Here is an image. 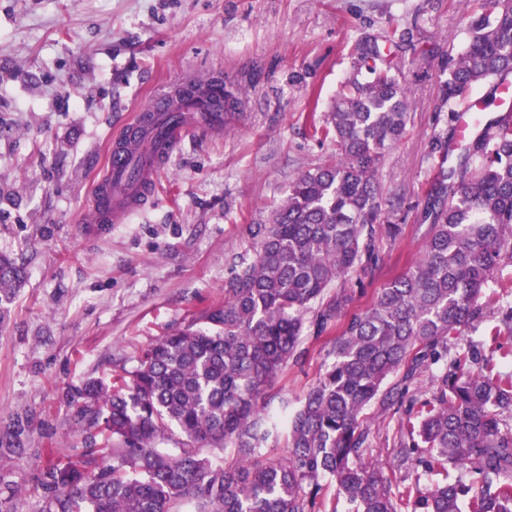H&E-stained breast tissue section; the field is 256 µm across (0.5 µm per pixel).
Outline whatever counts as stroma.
I'll return each mask as SVG.
<instances>
[{
    "mask_svg": "<svg viewBox=\"0 0 512 512\" xmlns=\"http://www.w3.org/2000/svg\"><path fill=\"white\" fill-rule=\"evenodd\" d=\"M467 0H0V254L25 274L0 322V500L40 512L54 463L90 447L78 389L133 368L168 330L221 305L231 260L302 171L334 160L312 140L365 34L404 32L410 101L402 139L379 171L380 264L362 304L421 252L433 180L432 138L445 114L446 61L466 38ZM230 77L246 106L220 130L194 129L161 172L154 197L125 223L88 224L95 182L113 136L160 84L189 75ZM497 315L459 336L496 369L512 368ZM331 336L303 337L304 356L268 389L272 416L296 408L322 374ZM403 397L371 406L366 460L404 476L395 448L430 372Z\"/></svg>",
    "mask_w": 512,
    "mask_h": 512,
    "instance_id": "35a3bbf8",
    "label": "stroma"
}]
</instances>
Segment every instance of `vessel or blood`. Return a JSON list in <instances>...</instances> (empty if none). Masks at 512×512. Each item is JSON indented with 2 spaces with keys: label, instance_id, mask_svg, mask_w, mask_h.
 <instances>
[{
  "label": "vessel or blood",
  "instance_id": "obj_1",
  "mask_svg": "<svg viewBox=\"0 0 512 512\" xmlns=\"http://www.w3.org/2000/svg\"><path fill=\"white\" fill-rule=\"evenodd\" d=\"M222 87L221 77L215 75L189 77L158 91L148 107L134 115L109 147L106 171L94 188L89 223H122L154 196L161 170L186 133L222 124Z\"/></svg>",
  "mask_w": 512,
  "mask_h": 512
}]
</instances>
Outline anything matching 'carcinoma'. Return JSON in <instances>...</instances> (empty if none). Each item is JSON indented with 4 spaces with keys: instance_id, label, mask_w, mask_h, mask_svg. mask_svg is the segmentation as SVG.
I'll list each match as a JSON object with an SVG mask.
<instances>
[{
    "instance_id": "1",
    "label": "carcinoma",
    "mask_w": 512,
    "mask_h": 512,
    "mask_svg": "<svg viewBox=\"0 0 512 512\" xmlns=\"http://www.w3.org/2000/svg\"><path fill=\"white\" fill-rule=\"evenodd\" d=\"M465 20L466 46L447 61L449 125L475 85L498 87L512 75V0H472ZM398 51L393 38L355 42L350 76L330 111L310 122L311 138L330 142L336 160L298 174L267 223L245 225L248 247L232 259L224 303L205 325L171 330L133 369L84 385L83 415L99 439L85 458L44 473L43 512H323L325 480L351 512H460L463 500L470 512H512V371L492 373L471 343L448 356V337L484 319L486 290L512 263V109L478 112L467 139L434 135L435 198L421 254L356 307L380 262L379 168L408 121ZM242 106L224 79V113ZM352 274L357 287L325 298ZM23 275L0 255V322ZM500 314L493 336L511 342L512 304ZM333 327L332 362L284 419L289 454L271 457L279 424L259 399L301 357L304 330ZM435 364L434 390L400 432L397 455L417 462L401 488L364 461V412L394 405L384 391L391 374L403 368L410 382ZM176 433L188 442L160 447ZM195 442L234 456L217 464ZM450 465L469 469L470 480L421 484Z\"/></svg>"
}]
</instances>
